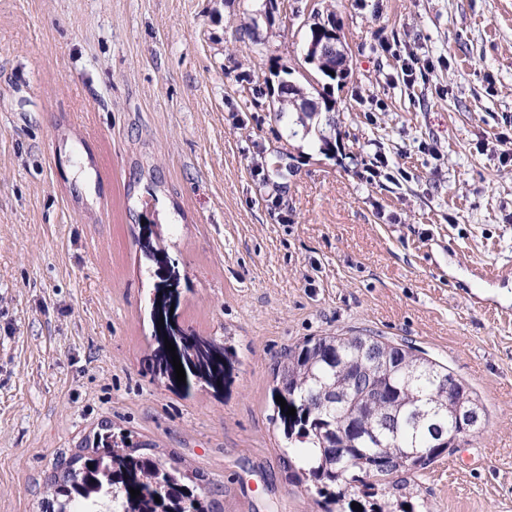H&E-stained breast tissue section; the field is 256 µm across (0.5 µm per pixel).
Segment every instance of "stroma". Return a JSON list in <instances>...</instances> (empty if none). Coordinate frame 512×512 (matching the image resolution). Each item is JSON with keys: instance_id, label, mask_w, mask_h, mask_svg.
I'll list each match as a JSON object with an SVG mask.
<instances>
[{"instance_id": "stroma-1", "label": "stroma", "mask_w": 512, "mask_h": 512, "mask_svg": "<svg viewBox=\"0 0 512 512\" xmlns=\"http://www.w3.org/2000/svg\"><path fill=\"white\" fill-rule=\"evenodd\" d=\"M348 76L317 97L307 23ZM434 59L404 80L398 53ZM512 0H0V512H45L101 423L172 454L223 512H321L271 399L308 338L407 343L485 412L417 474L429 512H512ZM329 151H321V139ZM388 166L368 169L377 156ZM226 341L223 394L147 367L155 265ZM313 20L317 22V29L320 31V39L311 42L306 46V53L304 54V60L307 63L319 62L327 64L314 66L315 72L322 79L336 81L342 80L344 76L335 74L332 76L330 70H335L339 73L342 70L341 75H345L344 70L347 62L346 51L340 31L336 27L335 21H320L319 17L314 16ZM328 68V69H327ZM281 93L280 98L272 103L271 112H276L277 115H285L290 113L297 114V120L300 124L305 125L306 120L310 119L312 115L321 110L319 102H314L304 96L303 88L296 87V84L288 80H281Z\"/></svg>"}]
</instances>
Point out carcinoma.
Listing matches in <instances>:
<instances>
[{"label":"carcinoma","instance_id":"obj_1","mask_svg":"<svg viewBox=\"0 0 512 512\" xmlns=\"http://www.w3.org/2000/svg\"><path fill=\"white\" fill-rule=\"evenodd\" d=\"M283 96L272 103L277 115L297 114L300 124L323 108L304 96L303 88L281 81ZM180 279L172 274L154 288L151 306L156 347L152 357L155 375L189 395L199 384L224 391L232 377L233 352L225 343L188 331L179 324ZM176 346L186 374L177 384L172 357L164 341ZM358 337L309 338L288 349L276 375L272 396L285 399L296 415H286L274 403L288 442L302 444L295 468L313 482L324 499L325 512H419L426 507L419 485L397 477L400 472L418 473L443 453L446 444L468 429L441 404L448 402L437 380L416 371L448 369L415 353L409 345L371 337L376 349L387 357L377 372L385 394L370 402L372 410L357 413L361 399L350 393V402L329 403V390L340 388L357 373L365 355L356 345ZM66 470L51 481L52 512H217L212 499L217 490L201 485L203 475L140 452L131 436L114 433L104 425L83 448L65 461ZM140 490L133 498L129 489Z\"/></svg>","mask_w":512,"mask_h":512}]
</instances>
